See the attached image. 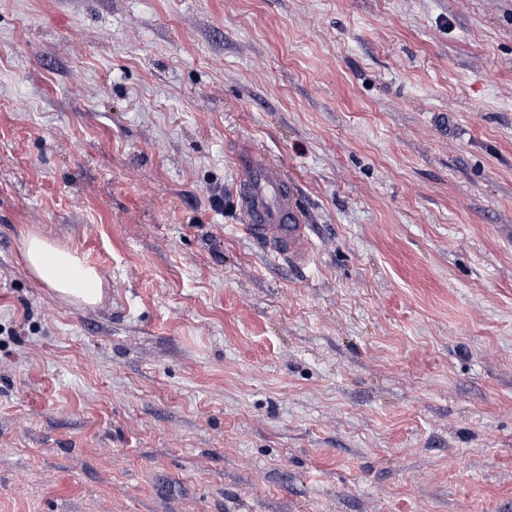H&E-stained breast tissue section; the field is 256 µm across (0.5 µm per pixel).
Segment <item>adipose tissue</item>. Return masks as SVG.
Returning <instances> with one entry per match:
<instances>
[{
  "label": "adipose tissue",
  "instance_id": "ef3b65f1",
  "mask_svg": "<svg viewBox=\"0 0 512 512\" xmlns=\"http://www.w3.org/2000/svg\"><path fill=\"white\" fill-rule=\"evenodd\" d=\"M21 251L29 272L54 294L78 306L101 301L103 275L75 252L34 233L23 236Z\"/></svg>",
  "mask_w": 512,
  "mask_h": 512
}]
</instances>
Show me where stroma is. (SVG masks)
Segmentation results:
<instances>
[{
    "mask_svg": "<svg viewBox=\"0 0 512 512\" xmlns=\"http://www.w3.org/2000/svg\"><path fill=\"white\" fill-rule=\"evenodd\" d=\"M0 512H512V0H0ZM236 201L240 226L268 250L294 264L310 258L309 224L295 184L262 151L251 147L236 157ZM29 272L54 294L78 306H94L103 296L104 276L75 252L34 233L22 237Z\"/></svg>",
    "mask_w": 512,
    "mask_h": 512,
    "instance_id": "1",
    "label": "stroma"
}]
</instances>
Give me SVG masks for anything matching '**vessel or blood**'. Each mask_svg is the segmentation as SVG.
<instances>
[{"mask_svg":"<svg viewBox=\"0 0 512 512\" xmlns=\"http://www.w3.org/2000/svg\"><path fill=\"white\" fill-rule=\"evenodd\" d=\"M236 201L243 231L294 264L310 258L312 239L295 184L262 151L251 147L236 157Z\"/></svg>","mask_w":512,"mask_h":512,"instance_id":"vessel-or-blood-1","label":"vessel or blood"}]
</instances>
